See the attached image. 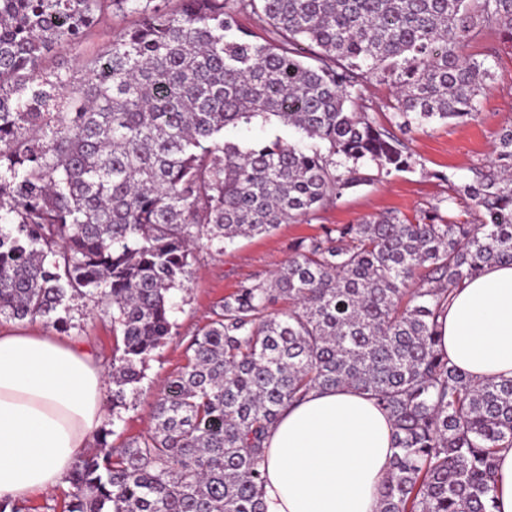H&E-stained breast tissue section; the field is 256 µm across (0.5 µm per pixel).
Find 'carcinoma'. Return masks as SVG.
Returning a JSON list of instances; mask_svg holds the SVG:
<instances>
[{
  "label": "carcinoma",
  "instance_id": "1",
  "mask_svg": "<svg viewBox=\"0 0 512 512\" xmlns=\"http://www.w3.org/2000/svg\"><path fill=\"white\" fill-rule=\"evenodd\" d=\"M114 15L134 21L89 45ZM488 29L512 43V0H0V320L57 325L69 300L98 299L122 336L112 409L125 405L200 246L310 220L369 181L361 160L408 169L365 84L396 89L402 132L470 119L490 71L465 49ZM59 48L81 55V82L48 68ZM257 118L300 137L225 139ZM455 194L471 223L436 206L341 224L224 297L151 430L75 466L67 512H263L269 430L341 387L392 420L379 512H494L512 378L453 364L438 317L464 279L512 263V127Z\"/></svg>",
  "mask_w": 512,
  "mask_h": 512
}]
</instances>
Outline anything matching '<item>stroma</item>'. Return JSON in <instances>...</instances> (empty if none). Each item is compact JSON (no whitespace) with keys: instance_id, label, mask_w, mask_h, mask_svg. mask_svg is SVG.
<instances>
[{"instance_id":"obj_1","label":"stroma","mask_w":512,"mask_h":512,"mask_svg":"<svg viewBox=\"0 0 512 512\" xmlns=\"http://www.w3.org/2000/svg\"><path fill=\"white\" fill-rule=\"evenodd\" d=\"M466 52L485 60L491 71L480 97L479 115L465 122L413 126L404 137L412 154L410 169L376 172L372 183L344 190L311 221L281 224L267 234L198 250L190 281L175 294L177 333L153 352L121 420L103 421L108 444L117 446L146 434L155 399L186 365L193 336L212 310L241 282L270 277L288 260L299 239L386 213L415 220L435 206L450 210L459 221L468 220L464 205L449 202L448 195L451 186L472 182L476 168L489 164L499 132L512 126V48L488 32L472 41ZM53 332L81 342L104 368H111L119 355L112 325L92 299L71 300L63 324Z\"/></svg>"}]
</instances>
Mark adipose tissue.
I'll return each mask as SVG.
<instances>
[{
  "instance_id": "obj_1",
  "label": "adipose tissue",
  "mask_w": 512,
  "mask_h": 512,
  "mask_svg": "<svg viewBox=\"0 0 512 512\" xmlns=\"http://www.w3.org/2000/svg\"><path fill=\"white\" fill-rule=\"evenodd\" d=\"M439 347L472 378H512V264L464 281L440 316ZM101 366L79 342L0 330V499L63 485L104 413ZM392 424L350 388L282 411L266 450L264 512H378Z\"/></svg>"
}]
</instances>
